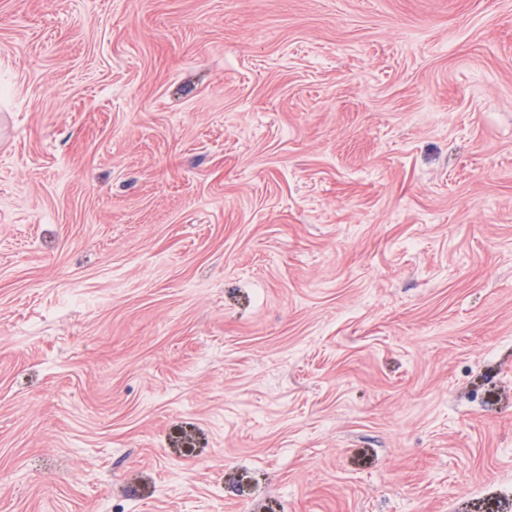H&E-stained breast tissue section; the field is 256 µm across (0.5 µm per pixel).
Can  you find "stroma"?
I'll list each match as a JSON object with an SVG mask.
<instances>
[{
    "label": "stroma",
    "mask_w": 512,
    "mask_h": 512,
    "mask_svg": "<svg viewBox=\"0 0 512 512\" xmlns=\"http://www.w3.org/2000/svg\"><path fill=\"white\" fill-rule=\"evenodd\" d=\"M0 512H512V0H0Z\"/></svg>",
    "instance_id": "obj_1"
}]
</instances>
